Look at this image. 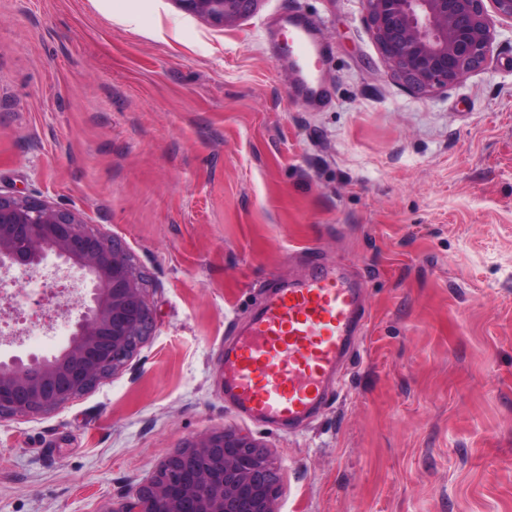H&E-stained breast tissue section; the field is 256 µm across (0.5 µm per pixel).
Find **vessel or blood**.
<instances>
[{"label": "vessel or blood", "instance_id": "1", "mask_svg": "<svg viewBox=\"0 0 512 512\" xmlns=\"http://www.w3.org/2000/svg\"><path fill=\"white\" fill-rule=\"evenodd\" d=\"M295 81L321 94L323 47L314 27L285 19ZM359 284L343 268L315 266L268 299L234 351L224 356V388L238 412L273 424L295 423L321 404L345 368L361 331Z\"/></svg>", "mask_w": 512, "mask_h": 512}]
</instances>
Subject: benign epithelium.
Wrapping results in <instances>:
<instances>
[{
    "label": "benign epithelium",
    "mask_w": 512,
    "mask_h": 512,
    "mask_svg": "<svg viewBox=\"0 0 512 512\" xmlns=\"http://www.w3.org/2000/svg\"><path fill=\"white\" fill-rule=\"evenodd\" d=\"M259 0H175L183 10L226 27ZM374 40L411 88L448 87L479 69L512 22V0H363ZM76 271L86 292L67 344L51 356L0 360V418L53 410L122 368L148 336L152 312L129 252L70 210L0 192V274ZM280 480L268 454L232 428L197 436L167 454L149 480L112 512H278Z\"/></svg>",
    "instance_id": "7a95c632"
}]
</instances>
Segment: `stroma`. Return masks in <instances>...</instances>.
<instances>
[{"mask_svg": "<svg viewBox=\"0 0 512 512\" xmlns=\"http://www.w3.org/2000/svg\"><path fill=\"white\" fill-rule=\"evenodd\" d=\"M290 14L324 47L317 101ZM0 191L121 241L153 314L121 370L0 418V512H111L225 428L267 449L280 512H512V24L418 91L363 0H259L225 28L174 0H0ZM317 263L360 280L352 367L294 429L241 416L224 351ZM0 283L31 335H0V359L65 344L41 333L45 278ZM283 26L288 28L291 54L295 59L296 84L306 97L315 99L321 94L317 65L323 54L315 28L298 17H288Z\"/></svg>", "mask_w": 512, "mask_h": 512, "instance_id": "35a3bbf8", "label": "stroma"}]
</instances>
